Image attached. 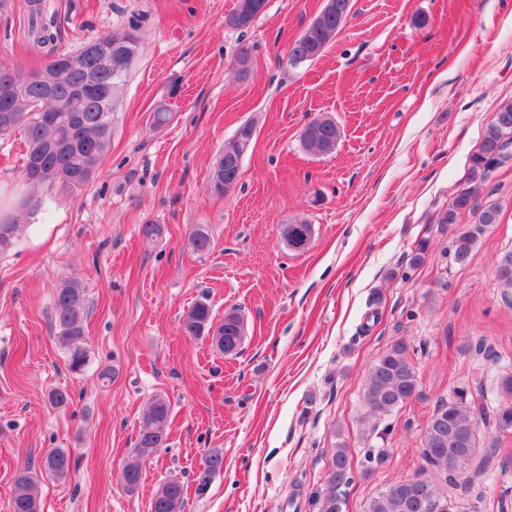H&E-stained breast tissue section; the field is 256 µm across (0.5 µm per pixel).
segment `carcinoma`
Segmentation results:
<instances>
[{"instance_id": "cac0c4a2", "label": "carcinoma", "mask_w": 512, "mask_h": 512, "mask_svg": "<svg viewBox=\"0 0 512 512\" xmlns=\"http://www.w3.org/2000/svg\"><path fill=\"white\" fill-rule=\"evenodd\" d=\"M247 12L236 10L226 23L238 30L249 28L265 13L268 0H252ZM43 0H27L24 18L25 31L31 49L47 56L40 69L44 80H28L31 71L16 66L0 69V139L7 140L16 133L23 136L26 151L23 157L22 178L31 192L17 203V213L0 216V254L14 244L16 233L24 220L44 209L45 202L37 195L42 187L59 186L71 194L80 192L100 172L111 146L114 113L103 111L101 97L87 94L84 88L94 82L109 92L112 108H117L123 96L127 77L139 55V37L134 31H107L82 45L73 53L60 52L56 47L58 31L54 18H46ZM350 11V0H335V7L321 13L294 41L289 53V65L312 62L319 58L342 27ZM112 47V55L120 65L112 73L96 68L93 50ZM254 133L250 123L242 124L233 138L224 142V173H236L232 159L240 137ZM340 131L329 119L312 120L301 132V143L313 154H325L336 145ZM512 97L502 100L486 124L478 150L470 157L466 183L461 187L439 218L440 224H456L463 214L473 222L454 236L448 255L456 264L467 262L479 239L493 224L500 223V204L481 196L492 169L512 158ZM495 275L512 294V249L497 260ZM87 308L85 290L70 279L61 280L53 294L55 324L58 339L67 350V366L80 372L86 365V333L84 317ZM240 321L224 320L212 326L210 306L195 303L186 313L184 331L189 335L214 333L217 347L237 350L243 340ZM500 357L492 346L479 342L472 361L477 366L472 383L459 386L438 401L423 434L422 454L437 474H445L449 482L463 477L470 485L486 481L496 458V444H486V435L512 430V373L501 374L496 387L487 385L491 368ZM475 385L484 402L499 406V421L479 423L470 385ZM419 375L408 346L396 342L369 369L364 392L365 421L380 419L403 406L417 393ZM169 403L156 397L143 413L132 459L121 471L127 492H134L142 478L141 461L165 447L169 430ZM457 461L458 469H448V459ZM203 469L197 477V491L208 487L212 475L224 468V455L219 451L206 453L201 460ZM45 472L65 479L72 469V455L64 448H51L43 457ZM353 481V470L347 448L339 444L329 449L325 488L313 493L311 506L316 512H343L344 496ZM184 486L168 481L163 494L155 495L152 512H173L183 509ZM12 512H40L36 492V476L27 468L20 470L14 480ZM364 512H462L459 499L445 495L429 477L408 478L391 484L372 496Z\"/></svg>"}]
</instances>
